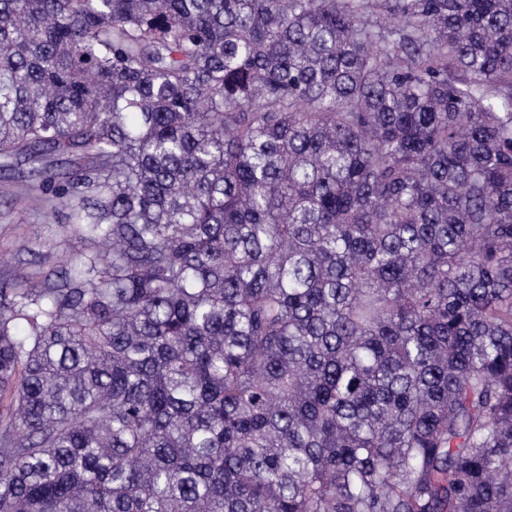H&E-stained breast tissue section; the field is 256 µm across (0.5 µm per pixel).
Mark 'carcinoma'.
I'll list each match as a JSON object with an SVG mask.
<instances>
[{"mask_svg": "<svg viewBox=\"0 0 512 512\" xmlns=\"http://www.w3.org/2000/svg\"><path fill=\"white\" fill-rule=\"evenodd\" d=\"M112 244L0 287V512H512V0H0V160Z\"/></svg>", "mask_w": 512, "mask_h": 512, "instance_id": "carcinoma-1", "label": "carcinoma"}]
</instances>
